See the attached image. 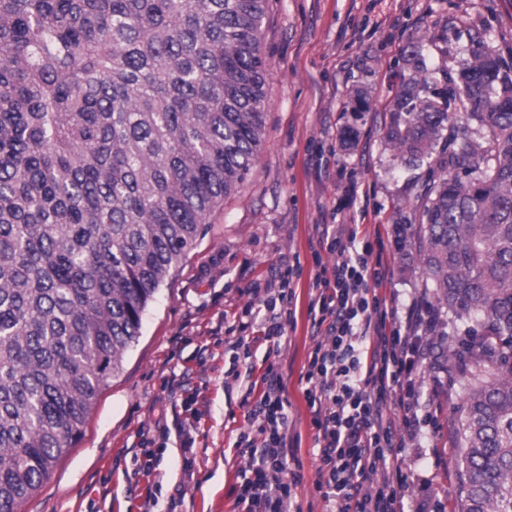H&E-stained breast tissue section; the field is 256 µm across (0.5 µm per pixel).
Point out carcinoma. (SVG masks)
Returning <instances> with one entry per match:
<instances>
[{
	"instance_id": "1",
	"label": "carcinoma",
	"mask_w": 512,
	"mask_h": 512,
	"mask_svg": "<svg viewBox=\"0 0 512 512\" xmlns=\"http://www.w3.org/2000/svg\"><path fill=\"white\" fill-rule=\"evenodd\" d=\"M265 15L266 0H0V512L82 438L149 302L254 165ZM486 41L430 77L411 48L385 132L410 161L438 155L425 287L480 334L452 352L460 512H512V64Z\"/></svg>"
}]
</instances>
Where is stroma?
Wrapping results in <instances>:
<instances>
[{"label": "stroma", "instance_id": "1", "mask_svg": "<svg viewBox=\"0 0 512 512\" xmlns=\"http://www.w3.org/2000/svg\"><path fill=\"white\" fill-rule=\"evenodd\" d=\"M488 29V46L512 51V0H267L262 44L268 73L266 133L258 159L237 189L209 217L203 235L150 303L138 341L120 371L102 387L85 435L57 462L19 512H243L237 501L249 462L237 449L249 431L248 406L225 378L233 345L250 346L253 383L277 365L292 404L288 472L300 512H324L315 488V429L300 388L310 336L313 251L334 210L361 233L400 237L388 288L400 302L424 294L420 253L412 242L417 194L433 159L408 164L385 138L396 92L410 74L401 57L423 49L429 69L456 67L468 34ZM353 146L339 142L344 128ZM299 259L296 320L284 336L261 341L253 282L270 279L282 262ZM465 326L431 334L418 369L423 389H437L435 415L419 408L422 437L404 454L409 512H459L458 436L461 378L445 370ZM170 429L168 440L159 426ZM153 440L156 461L136 475L135 455ZM445 450V468L425 459ZM192 467H185V459Z\"/></svg>", "mask_w": 512, "mask_h": 512}]
</instances>
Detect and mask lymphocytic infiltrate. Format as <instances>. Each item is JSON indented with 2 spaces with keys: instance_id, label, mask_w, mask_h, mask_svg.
I'll use <instances>...</instances> for the list:
<instances>
[{
  "instance_id": "f902f5d3",
  "label": "lymphocytic infiltrate",
  "mask_w": 512,
  "mask_h": 512,
  "mask_svg": "<svg viewBox=\"0 0 512 512\" xmlns=\"http://www.w3.org/2000/svg\"><path fill=\"white\" fill-rule=\"evenodd\" d=\"M320 245L334 254L332 265L317 264L304 398L312 414L318 450L316 488L327 512H405L408 476L400 425L424 397L417 380L426 341L439 320L424 296L399 306L379 288L392 277L383 238L358 236L354 225H324ZM299 268L280 267L263 287L265 339L283 336L295 319L291 286ZM262 392L242 389V401L258 423L260 440L242 437L239 448L252 463V476L239 500L246 512H295L286 463L291 403L275 365H268ZM397 398L390 408L389 398ZM404 422H397V411Z\"/></svg>"
}]
</instances>
